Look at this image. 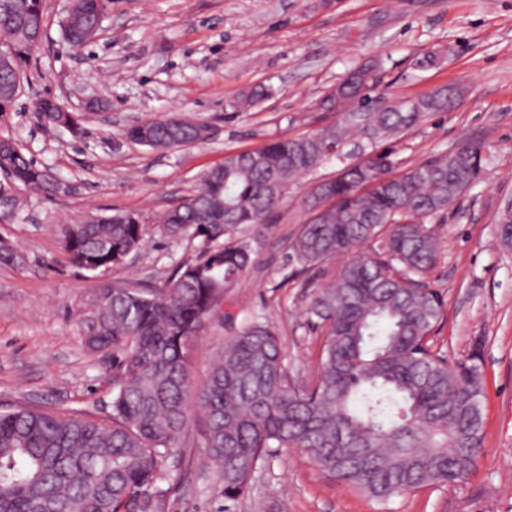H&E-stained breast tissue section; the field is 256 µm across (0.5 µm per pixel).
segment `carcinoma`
Returning <instances> with one entry per match:
<instances>
[{
	"instance_id": "carcinoma-1",
	"label": "carcinoma",
	"mask_w": 512,
	"mask_h": 512,
	"mask_svg": "<svg viewBox=\"0 0 512 512\" xmlns=\"http://www.w3.org/2000/svg\"><path fill=\"white\" fill-rule=\"evenodd\" d=\"M81 21L60 26L74 47L99 25V0H81ZM45 0H0V115L11 111L46 36ZM380 63L352 69L320 101L346 112L336 124L302 136L271 137L261 148L224 157L193 193L165 210L161 235L198 239L193 261L149 288L105 284L100 305L82 314L85 344L112 352V419L99 422L38 405L0 411V512H164L170 464L199 411L197 447L220 476L215 494L242 497L253 474L282 448L307 451L317 469L371 500L463 481L483 433L480 348L464 361L431 349L445 296L426 277L439 242L428 223L479 176L482 149L462 142L402 172L387 142L453 97L441 87L380 105L369 95ZM360 133L374 148L342 167L311 194L332 199L303 225L293 244L307 266L348 257L313 295L307 314L325 329L316 379L288 373L280 338L253 319L224 340L204 385L192 383L188 348L206 324L224 321V294L253 262L240 226L273 214L300 175L331 159ZM149 134L162 148L193 143V131L170 118L125 129L131 141ZM0 223L16 214L22 186L53 194L45 168L19 148L0 162ZM512 249V208L497 219ZM72 265L94 276L124 264L147 230L134 212L59 229Z\"/></svg>"
}]
</instances>
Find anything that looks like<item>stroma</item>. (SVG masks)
Wrapping results in <instances>:
<instances>
[{
  "label": "stroma",
  "mask_w": 512,
  "mask_h": 512,
  "mask_svg": "<svg viewBox=\"0 0 512 512\" xmlns=\"http://www.w3.org/2000/svg\"><path fill=\"white\" fill-rule=\"evenodd\" d=\"M48 37L0 136L70 183L71 194L23 192L20 220L0 224V409L38 404L98 421L112 417V359L83 343L79 315L102 282L160 284L195 258L198 241L155 234L156 217L197 186L231 152L261 147L336 123L318 107L353 66L381 64L370 95L415 98L445 86L448 111L427 116L396 137L404 166L477 143L479 178L432 228L440 243L431 287L446 297L432 348L454 361L483 353L482 449L466 482L424 487L381 504L326 478L309 455L284 448L255 472L236 501L214 498L215 474L202 449L186 451L168 483H184L167 512H512V251L500 243L496 214L512 201V0H106L97 38L72 49L59 33L67 0H46ZM435 64H425L428 54ZM267 89L254 109L232 102ZM51 97L83 118L73 137L33 112V95ZM180 115L208 139L152 150L128 140L137 121ZM329 160L290 187L275 213L243 226L253 263L224 298L223 323H210L190 348L193 382L202 385L230 328L267 322L280 336L291 375L312 381L323 341L308 322V303L342 259L307 267L292 245L309 218L315 184L338 168ZM137 212L150 236L124 265L92 277L72 266L59 225L87 215Z\"/></svg>",
  "instance_id": "35a3bbf8"
}]
</instances>
